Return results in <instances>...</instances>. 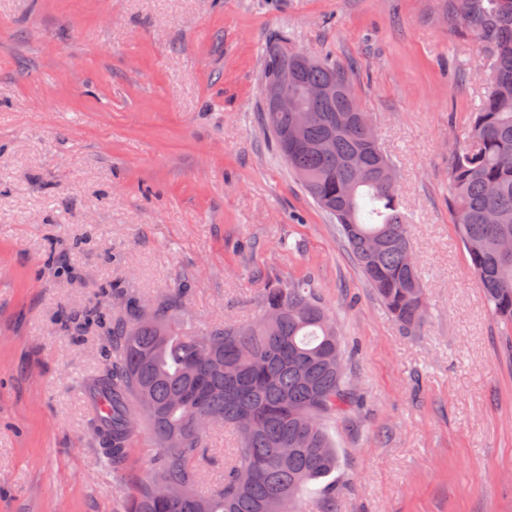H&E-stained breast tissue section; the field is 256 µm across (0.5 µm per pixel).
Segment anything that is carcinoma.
<instances>
[{
  "label": "carcinoma",
  "mask_w": 512,
  "mask_h": 512,
  "mask_svg": "<svg viewBox=\"0 0 512 512\" xmlns=\"http://www.w3.org/2000/svg\"><path fill=\"white\" fill-rule=\"evenodd\" d=\"M463 32L490 64V82L469 116L466 139L448 158V206L488 309L512 336V0H456ZM286 34L263 52L261 87L288 72L291 89L336 82V95L302 98L319 120L298 126L297 112L261 104L279 156L318 208L336 224L387 313L412 330L429 314L417 272L397 170L365 125L345 69L327 58L298 67ZM182 292L154 304L141 299L112 320V364L93 382L109 412L92 426L112 471L128 466L143 423L154 441L153 469L128 493L124 512H303L310 486L329 477L338 453L326 420L352 390L350 351L335 319L307 280L269 286L264 313L248 323L196 326L166 316ZM233 432L237 447L224 481L198 490L209 432Z\"/></svg>",
  "instance_id": "carcinoma-1"
}]
</instances>
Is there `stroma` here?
I'll list each match as a JSON object with an SVG mask.
<instances>
[{"label":"stroma","instance_id":"35a3bbf8","mask_svg":"<svg viewBox=\"0 0 512 512\" xmlns=\"http://www.w3.org/2000/svg\"><path fill=\"white\" fill-rule=\"evenodd\" d=\"M450 0H0V512H123L88 423L120 293L253 321L307 280L354 354L309 512H512V348L448 208L489 66ZM348 69L393 160L430 316L407 332L282 162L275 34Z\"/></svg>","mask_w":512,"mask_h":512}]
</instances>
